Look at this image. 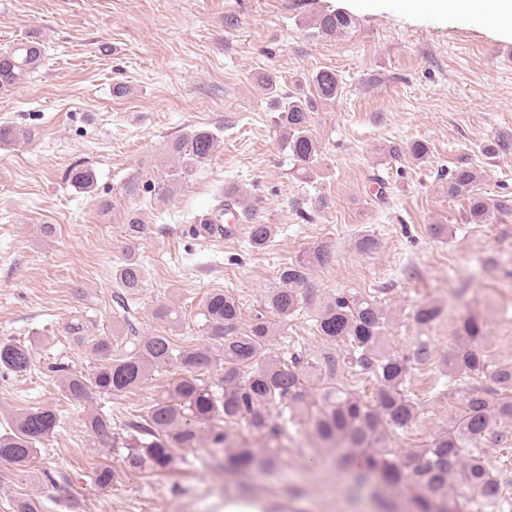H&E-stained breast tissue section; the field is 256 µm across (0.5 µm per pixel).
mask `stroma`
Returning a JSON list of instances; mask_svg holds the SVG:
<instances>
[{"mask_svg": "<svg viewBox=\"0 0 512 512\" xmlns=\"http://www.w3.org/2000/svg\"><path fill=\"white\" fill-rule=\"evenodd\" d=\"M324 12L348 13L353 24L319 33L314 20ZM30 37L44 49L40 68L0 92V125L34 133L0 149V338L31 345L34 358L30 371L0 375V432L15 414L48 405L61 427L30 473L0 465V512L30 497L43 512H218V499L241 494L273 512H401L406 488L353 494L336 464L341 449L322 447L307 428H289L270 474L225 473L204 446L178 449L171 474L98 487L91 473L118 457L87 428V412L139 409L173 372L155 371L147 388L117 399L94 392L73 402L47 366L88 370V348L64 328L81 315L91 335L111 334L115 271L128 256L145 269L144 333L158 328L153 305L170 302L180 312L177 344L213 348L216 337L202 332L203 297L232 292L251 315L281 267L320 241L334 257L310 275L315 299L377 297L390 315L391 353L422 337L443 356L460 346L458 320L472 313L486 323L490 364L512 365V207L470 224L466 202L443 188L450 171L470 166L482 173L480 193L512 204V153L484 151L490 140L512 139V37L478 18L411 16L398 0H0V46ZM322 69L337 74L341 92L310 114L321 156L303 179L258 79L274 76L293 94ZM118 84L128 94L115 95ZM195 129L212 131L217 149L189 173L175 171L168 146ZM416 140L429 146L420 161L406 151ZM392 145L398 155L388 154ZM76 166L93 170L92 191L71 183ZM232 187L246 224L272 225L264 250L244 235L217 244L194 232ZM133 210L147 225L136 240L125 235ZM47 224L54 235L44 234ZM435 224L443 235L432 234ZM368 234L380 246L364 255L357 242ZM424 302L442 315L422 328L412 311ZM314 317L309 306L289 319L270 357L322 350ZM411 388L421 406L394 439L402 454L430 444L463 407L437 365L415 370ZM46 468L67 476L75 508L56 506Z\"/></svg>", "mask_w": 512, "mask_h": 512, "instance_id": "stroma-1", "label": "stroma"}]
</instances>
